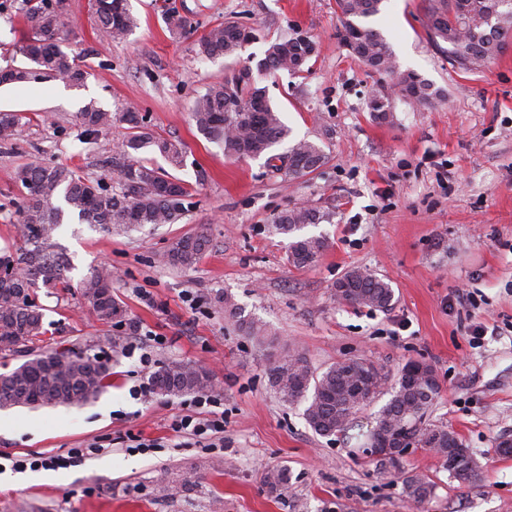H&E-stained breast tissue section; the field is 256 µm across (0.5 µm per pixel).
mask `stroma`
<instances>
[{"instance_id": "35a3bbf8", "label": "stroma", "mask_w": 512, "mask_h": 512, "mask_svg": "<svg viewBox=\"0 0 512 512\" xmlns=\"http://www.w3.org/2000/svg\"><path fill=\"white\" fill-rule=\"evenodd\" d=\"M61 2L68 45L88 77L80 87L52 78L0 84V109L28 119L14 141L0 142V256L24 246L13 180L19 165L74 166L122 191L112 160L128 132L117 114L128 106L182 143L175 175L192 198L174 224L109 233L68 216L57 229L72 282L110 268L126 315L104 324L77 292L39 289L45 343L88 348L111 366L112 382L82 405L0 409V474L20 456L46 458L106 436L112 444L76 466L42 468V484L0 485V512H512V455L496 446L512 439V47L481 71L462 73L432 40L428 0H384L367 26L388 41L398 70L416 72L443 95L425 105L394 98L392 121L380 123L368 101L390 80L341 42L336 0H130L136 26L120 42L99 34L92 0ZM18 3L0 0V68L25 62ZM172 7L188 21L176 37L163 21ZM228 18L253 29L255 40L235 63L199 60L198 40ZM296 36L317 48L303 72L257 71L269 42ZM246 67L290 130L276 153L302 139L316 143L328 156L319 170L274 174L265 157L227 158L197 130L196 97ZM91 102L116 118L89 136L73 117ZM310 204L330 218L302 233L328 247L315 266L298 270L287 261L288 236L272 224L281 211ZM200 226L211 243L199 263L164 266L169 242ZM353 269L390 281L395 305L374 311L337 301L335 283ZM459 288L472 292L474 306L454 305ZM142 289L153 303L139 299ZM188 294L203 297L206 313L190 309ZM228 302L265 325V343L234 330ZM478 327L486 335L477 345ZM139 331L166 339L152 348L149 368L129 351ZM295 350L320 371L353 357L393 372L410 360L432 364L440 395L431 419L476 453L477 476L450 478L425 448L383 471L355 441L316 435L302 407L280 402L269 380L274 361ZM170 362L205 367L223 391V456L178 444L169 430L190 396L136 397L135 386ZM130 432L161 446L128 452ZM280 466L290 483L269 492L262 476ZM409 472L436 485L424 506L405 497Z\"/></svg>"}]
</instances>
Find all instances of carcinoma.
<instances>
[{
	"label": "carcinoma",
	"instance_id": "1",
	"mask_svg": "<svg viewBox=\"0 0 512 512\" xmlns=\"http://www.w3.org/2000/svg\"><path fill=\"white\" fill-rule=\"evenodd\" d=\"M432 37L447 45L448 60L464 72L481 69L498 57L512 35V0H429ZM382 0H336L342 15L341 40L353 57L378 74H393L391 88L417 104H428L439 97L434 85L414 72H397L393 51L375 29L360 24L377 15ZM94 17L101 36L120 41L135 27L129 0H94ZM18 10L29 36L20 47L31 66L0 70V83H26L45 78L77 84L86 78L75 55L66 49L60 0H21ZM167 30L181 35L187 19L175 10L164 14ZM243 26L226 21L212 28L197 44V55L206 60L235 57L242 50ZM313 43L303 37L270 43L258 70H291L308 62ZM374 120L391 121V94L381 87L372 96L369 108ZM76 118L87 135L112 126V113L90 103ZM198 131L218 144L229 157L267 155L275 172L290 175L311 173L327 160L324 150L300 140L285 155L273 153L288 135L278 113L266 97L264 88L253 81L245 68L224 82L215 84L198 97L192 109ZM120 120L130 129L120 153L127 161L119 165L124 191L117 194L100 180H91L72 167L34 161L14 172V180L25 193L19 206V223L25 248L16 255L0 258V353L23 362L0 373V407L17 405L56 406L88 402L108 386L111 368L82 349L51 348L40 345L45 335L42 308L31 292L43 286L79 289L80 295L99 320L110 322L125 317L126 309L112 296V271L97 267L72 285L56 251L54 233L62 223L63 208L77 214L80 222L107 230H132L147 225L174 224L186 210V185L179 178L159 172L139 161L144 151L157 152L174 168L183 165L181 144L164 138L145 124L144 117L132 108ZM23 117L0 112V141L16 138ZM327 213L317 207L300 206L282 211L274 221L279 234H293L306 224H319ZM209 245L204 229L173 239L162 255L164 265L188 270L201 260ZM327 248L321 237H296L288 245V264L296 269L313 267ZM336 299L353 307L388 310L396 302L391 283L367 270H351L335 285ZM420 375L407 382L403 369L391 373L369 359L354 358L329 366L322 373L312 368L307 357L294 352L276 360L270 369L271 386L279 399L289 405H305L304 416L312 430L323 437L344 435L357 426V415L380 397L389 399L375 414V425L365 435L362 452L385 442L403 438L404 447L435 450L448 468L449 477L465 482L481 468L480 460L465 448L460 438L446 425L429 421L440 386L434 368L417 362ZM152 386L161 396L202 392L211 386L210 373L184 363L167 364L155 372ZM458 463L448 467L449 458ZM263 484L271 492L288 486V470L273 468L263 474ZM409 502L423 505L435 494V483L427 476L409 473L403 480Z\"/></svg>",
	"mask_w": 512,
	"mask_h": 512
}]
</instances>
